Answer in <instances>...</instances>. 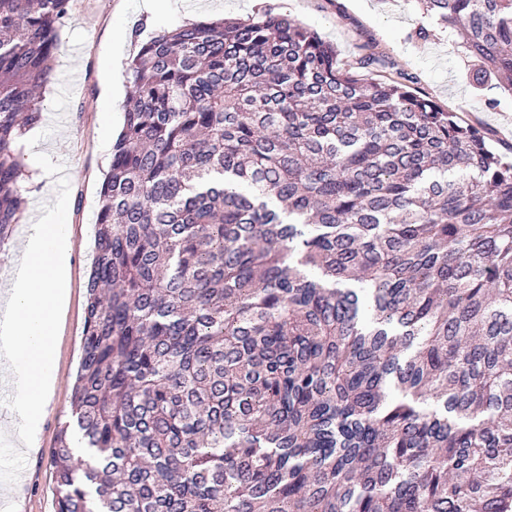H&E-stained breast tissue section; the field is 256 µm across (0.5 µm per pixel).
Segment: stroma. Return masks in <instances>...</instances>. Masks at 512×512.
<instances>
[{"instance_id": "stroma-1", "label": "stroma", "mask_w": 512, "mask_h": 512, "mask_svg": "<svg viewBox=\"0 0 512 512\" xmlns=\"http://www.w3.org/2000/svg\"><path fill=\"white\" fill-rule=\"evenodd\" d=\"M144 0H77L74 19L61 31L55 60L56 78L44 93L43 119L36 126L30 156L41 176L12 235L0 242V304L4 303L14 264L31 224L44 206L54 204L56 180L67 177L70 197L66 233L72 242L70 300L57 339L54 370L57 385L41 417V441L33 452L19 447L18 422L12 410L0 415V452L14 456L18 470L15 504L20 512H56L55 480L50 458L57 434L69 415V398L82 354L86 284L94 257V224L99 191L112 157V145L123 128L125 96L107 95L114 65H126L138 42L158 31L189 22L224 17L245 20L266 12L286 14L333 44L338 59L355 62L364 43L373 41L386 55L385 66L365 70V77L385 79L395 71L415 78L419 95L436 101L465 122L486 131L490 146L512 157V94L492 84L477 86L462 53L458 32L432 25V34H416L422 10L418 0H169L165 11L148 12ZM140 36H133L136 24ZM86 51L69 56L72 45ZM496 99L495 108L484 105Z\"/></svg>"}]
</instances>
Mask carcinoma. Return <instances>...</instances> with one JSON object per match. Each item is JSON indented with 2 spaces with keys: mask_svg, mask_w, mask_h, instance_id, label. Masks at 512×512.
<instances>
[{
  "mask_svg": "<svg viewBox=\"0 0 512 512\" xmlns=\"http://www.w3.org/2000/svg\"><path fill=\"white\" fill-rule=\"evenodd\" d=\"M419 3L512 92V0ZM73 18L0 0V241ZM363 50L272 14L140 43L57 512H512V163Z\"/></svg>",
  "mask_w": 512,
  "mask_h": 512,
  "instance_id": "obj_1",
  "label": "carcinoma"
}]
</instances>
